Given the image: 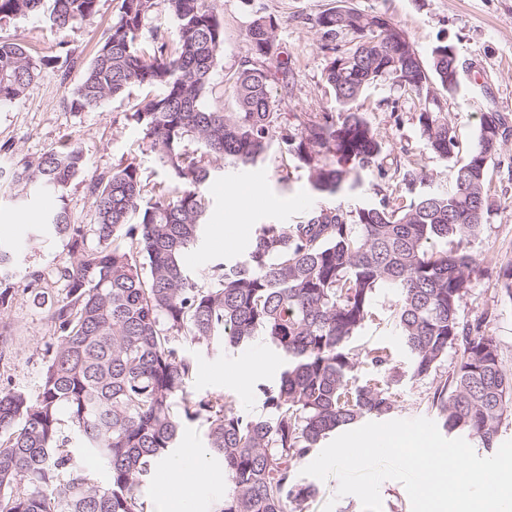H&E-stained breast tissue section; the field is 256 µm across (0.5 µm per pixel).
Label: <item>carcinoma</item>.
<instances>
[{
  "instance_id": "obj_1",
  "label": "carcinoma",
  "mask_w": 512,
  "mask_h": 512,
  "mask_svg": "<svg viewBox=\"0 0 512 512\" xmlns=\"http://www.w3.org/2000/svg\"><path fill=\"white\" fill-rule=\"evenodd\" d=\"M214 0H121L83 80L71 94L76 111L93 110L133 86L157 89L125 118L142 133L145 151L166 179L143 180L138 164L119 160L90 179L95 224H75L65 206L34 225L35 236L66 238L69 260L44 287L46 273L26 272L25 290L46 308L50 336L35 393L0 388V512H152L142 494L175 452L187 421L207 424L206 448L224 462L229 491L215 512H305L316 494L297 481L298 465L333 431L398 408L400 376L390 351L359 356L349 342L371 319L377 289H397L405 373L423 379L450 350L460 351L451 376L439 380L429 405L442 429L494 448L512 410V372L486 319L461 320V306L483 273L468 251L494 209L488 169L512 129L485 112L464 157L437 92H448L451 42L430 62L384 14L349 0L316 18L330 56L325 82L340 112L282 111L272 94L288 88L291 70L277 40L279 22L258 14L247 30L249 54L233 77L231 112L203 97L224 44ZM43 0H0V23L37 15ZM175 23L170 38L147 29L157 9ZM97 11V0H53L50 27L73 31ZM351 35L353 47L336 39ZM57 56H40L17 36L0 35V105L19 99ZM417 97V119L430 158L453 172L446 190L432 187L422 165L387 169L372 122L353 104L383 77ZM280 155L279 181L306 174L312 192L340 196L370 174L388 185L376 203L324 205L297 224L267 223L246 254L201 274L185 253L201 239L206 190L225 165L251 166ZM72 145L19 159L11 180L36 200L63 199L68 181L85 172ZM16 250L0 243V362L14 355L6 312L16 295ZM257 336L287 367L262 390L266 414L236 410L222 392L190 393L204 343L233 348ZM361 365L374 375L350 382ZM103 460L102 485L76 465L73 447Z\"/></svg>"
}]
</instances>
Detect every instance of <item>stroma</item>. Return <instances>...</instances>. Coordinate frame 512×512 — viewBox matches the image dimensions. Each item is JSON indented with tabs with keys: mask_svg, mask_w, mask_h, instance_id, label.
<instances>
[{
	"mask_svg": "<svg viewBox=\"0 0 512 512\" xmlns=\"http://www.w3.org/2000/svg\"><path fill=\"white\" fill-rule=\"evenodd\" d=\"M352 2L363 11L386 14L407 33L422 55H429L433 47L448 40L456 45L460 86L454 93L441 95L440 100L462 144H469L475 137L482 113L498 111L512 120V0ZM336 5L337 0H215V10L224 24V46L212 74L206 105L232 111V77L248 54L247 29L260 8L279 21L278 38L293 71L284 111L335 110L334 100L324 93L329 56L321 49L315 20ZM119 6L120 0H98L96 15L65 39L51 29L42 13L16 19L0 28V33L18 36L44 55H68L63 68L45 70L23 97L0 105V168H9L12 161L20 158H36L67 142L78 146L88 168L72 178L63 191L64 204L77 224L95 223L90 178L110 170L118 160L135 161L149 180L164 177L161 166L144 152L140 130L125 118L132 104L149 94V87L132 88L95 110L77 112L69 104L71 92L81 82L96 53L101 33L117 17ZM360 105L386 146V164L404 165L424 159L426 173L433 183L448 187V165L425 156L417 122L418 101L414 96L392 90L383 82L369 90ZM279 166L277 154L272 153L254 166L225 169L223 178L211 183L204 238L185 255L191 269L198 272L210 264L239 257L257 225L269 221L294 224L320 204V197L311 192L304 173H294L288 184L279 183ZM490 176L496 206L472 246L485 273L475 280L461 307V316L468 321L486 318V331L496 337L502 362L512 370V301L502 295L497 281L499 267L512 264V168L505 163L494 165ZM13 193V188L0 180V242L12 243L20 250L15 283L21 288L7 313L14 328L17 354L10 364L0 366V385L8 383L30 391L43 365L47 326L43 312L22 291L25 270L52 268L67 259L68 251L64 241L54 237L30 242L31 228L39 222L45 207L40 203H19ZM397 304L395 289H379L372 300V319L354 336L351 345L358 350L389 348L395 364L403 367L409 361V353L395 326ZM195 352L200 365L193 392H224L233 400L235 409L251 414L262 410L261 386L276 385L283 370L279 353L260 336L238 349L209 352L200 345ZM253 359L263 361L265 368L253 375L247 385H240L236 368ZM456 362L457 355L452 352L443 358L432 376L402 377L394 386L399 401L395 418L434 419L428 399L437 381L451 375ZM205 446L204 424L186 423L177 449L183 455H196L200 467L207 470L206 475L191 478L195 486L193 512H213L228 490L222 479V463L206 457ZM303 481L316 488L308 512H322L329 503L334 506L333 512H362L357 497L338 496L336 476L315 480L307 475Z\"/></svg>",
	"mask_w": 512,
	"mask_h": 512,
	"instance_id": "35a3bbf8",
	"label": "stroma"
}]
</instances>
